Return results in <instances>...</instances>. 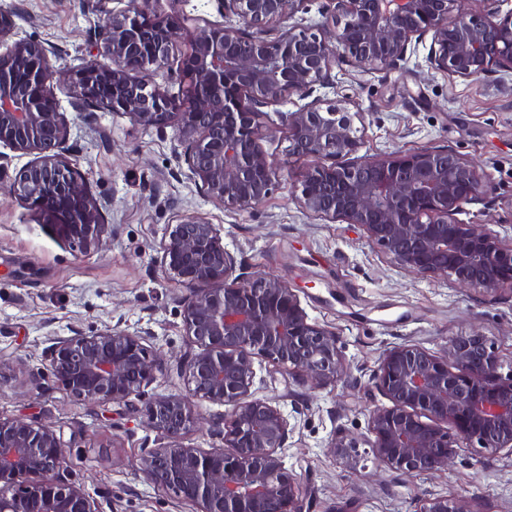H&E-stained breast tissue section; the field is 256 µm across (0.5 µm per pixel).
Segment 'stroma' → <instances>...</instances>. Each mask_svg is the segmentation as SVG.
<instances>
[{"instance_id":"obj_1","label":"stroma","mask_w":512,"mask_h":512,"mask_svg":"<svg viewBox=\"0 0 512 512\" xmlns=\"http://www.w3.org/2000/svg\"><path fill=\"white\" fill-rule=\"evenodd\" d=\"M0 9L12 12L20 34L54 48L56 66L85 56L93 20L83 0H0ZM428 50L418 45L392 70L336 65V93L349 96L351 111L361 115L364 155L436 148L474 160L493 192L464 205L458 218L490 223L510 244L512 88L431 69ZM53 90L71 129L69 158L106 201L104 221L114 233L105 248L84 251L61 241L23 201L0 197V416L54 423L70 445L67 478L101 512L196 510L136 471L139 456L157 444L143 414L74 400L55 383L47 350L55 337L117 324L149 331L151 347L176 356L188 351L179 306L185 290L158 262L162 239L188 210L215 224L248 270L297 288L308 315L339 334L350 370L325 389H309L266 361L255 362L260 396L276 400L289 416L284 462L311 491L306 512H417L433 496L470 500L476 512H512V457L473 441H459L450 472L409 479L385 469L376 482L361 476L374 466L370 455L347 464L324 452L336 433L366 434L370 412L386 405L374 376L389 348L439 352L451 337L479 329L511 367V285L490 295L410 276L358 226L304 211L296 190L314 161L287 160L284 126L263 143L284 162L272 192L258 208L237 211L203 196L174 128H145L115 112L92 118L73 109L72 86L57 82Z\"/></svg>"}]
</instances>
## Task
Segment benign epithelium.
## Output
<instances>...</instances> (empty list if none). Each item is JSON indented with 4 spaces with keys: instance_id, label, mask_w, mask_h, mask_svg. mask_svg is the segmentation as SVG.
Returning a JSON list of instances; mask_svg holds the SVG:
<instances>
[{
    "instance_id": "7a95c632",
    "label": "benign epithelium",
    "mask_w": 512,
    "mask_h": 512,
    "mask_svg": "<svg viewBox=\"0 0 512 512\" xmlns=\"http://www.w3.org/2000/svg\"><path fill=\"white\" fill-rule=\"evenodd\" d=\"M97 15L88 56L65 75L71 106L121 112L144 126L175 128L184 161L203 194L227 209L254 210L270 193L280 165L262 146L275 124L288 129V159L316 158L302 175L301 208L359 226L391 263L420 277L493 294L512 285V245L484 224H463V205L492 193L475 163L424 148L382 158L360 154L347 97H317L282 112L296 95L334 89L339 61L361 70L397 69L412 44L431 38L434 70L462 80L512 78L509 0H330L322 20L296 18L304 0H213L219 19L203 27L156 0H129L99 16L101 0H84ZM275 30L278 36L266 38ZM187 46L180 90L155 80L174 47ZM0 178L15 157L30 160L8 193L44 216L57 236L85 251L112 236L98 199L69 160L70 127L51 83L54 50L18 36L0 9ZM104 57L108 62L101 63ZM159 264L187 293L185 336L197 346L171 359L146 346L150 332L107 326L91 335L57 337L47 353L56 384L92 407L130 405L157 376L175 375L186 392L147 402L145 426L160 440L137 471L197 506V512H305L300 479L286 468L291 432L279 404L258 396L255 358L312 389L334 383L347 367L336 330L311 319L296 289L274 275L248 272L224 246L220 230L197 214L182 216L160 243ZM480 330L454 336L439 353L414 345L388 349L374 377L389 404L371 411L369 435L339 433L326 453L349 460L366 445L376 466L407 478L452 469L458 440L512 456V371ZM226 407L222 445L185 443L192 428L212 427L194 409ZM67 442L50 421L0 417V512H100L70 482ZM417 512H475L466 499L425 498Z\"/></svg>"
}]
</instances>
